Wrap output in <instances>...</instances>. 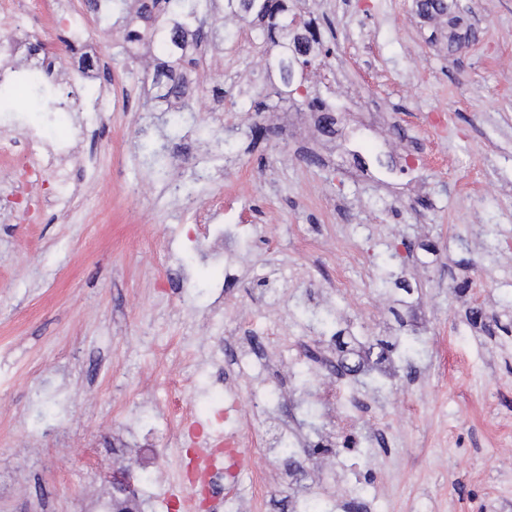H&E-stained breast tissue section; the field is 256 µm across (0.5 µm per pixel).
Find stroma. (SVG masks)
Listing matches in <instances>:
<instances>
[{
    "label": "stroma",
    "mask_w": 512,
    "mask_h": 512,
    "mask_svg": "<svg viewBox=\"0 0 512 512\" xmlns=\"http://www.w3.org/2000/svg\"><path fill=\"white\" fill-rule=\"evenodd\" d=\"M286 2L327 46L302 85L323 96L331 76L368 106H336L340 123L373 124L361 172L281 84L265 21L227 0L207 20L219 37L189 53L178 126L144 107L166 56L132 13L106 31L90 14L84 55H51L49 113L11 96L80 162L62 189L0 167L34 206L0 204V512H99L127 466L140 512H172L193 494L182 449L228 430L249 439L257 480L242 512H297L298 487L331 483L356 491L331 512H512V0H445L433 16L420 0ZM88 69L109 102L76 122ZM410 150L423 166L390 174ZM228 223L256 234L227 269L195 245ZM329 310L324 330L311 314ZM271 322L288 351L269 354L275 418L234 353ZM406 341L417 355H391ZM338 360L348 379L327 372ZM381 429L391 447L356 446ZM284 433L290 460L273 448ZM318 438L332 455L307 459Z\"/></svg>",
    "instance_id": "35a3bbf8"
}]
</instances>
